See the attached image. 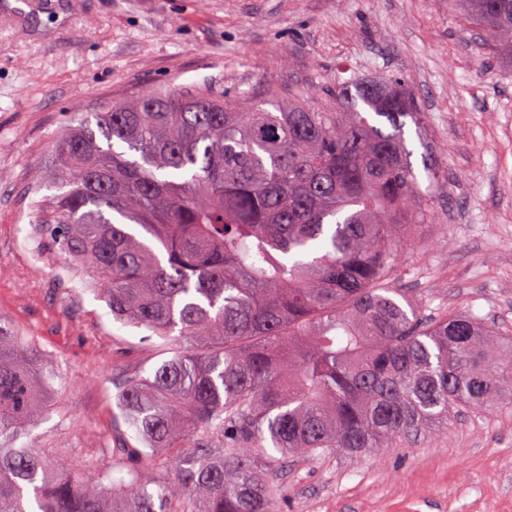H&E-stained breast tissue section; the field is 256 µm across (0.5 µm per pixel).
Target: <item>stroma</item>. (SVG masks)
<instances>
[{
    "instance_id": "1",
    "label": "stroma",
    "mask_w": 512,
    "mask_h": 512,
    "mask_svg": "<svg viewBox=\"0 0 512 512\" xmlns=\"http://www.w3.org/2000/svg\"><path fill=\"white\" fill-rule=\"evenodd\" d=\"M396 75L424 114L405 138L438 215L402 253L399 283L427 294V312L512 334V66L448 0H0V320L54 375L28 445L95 478L131 439L116 394L171 356L115 322L98 281L51 243L39 201L62 130L135 90L323 109L337 78ZM278 485L283 512H512V405L361 457L289 459Z\"/></svg>"
}]
</instances>
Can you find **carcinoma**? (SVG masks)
<instances>
[{"label": "carcinoma", "instance_id": "cac0c4a2", "mask_svg": "<svg viewBox=\"0 0 512 512\" xmlns=\"http://www.w3.org/2000/svg\"><path fill=\"white\" fill-rule=\"evenodd\" d=\"M512 66V0H453ZM398 76L336 81V109L175 86L102 104L56 140L53 241L115 320L172 356L118 394L130 443L93 480L18 444L50 375L0 322V512H279L294 457L361 456L512 400V338L399 287L434 211ZM171 474L161 482L158 466Z\"/></svg>", "mask_w": 512, "mask_h": 512}]
</instances>
